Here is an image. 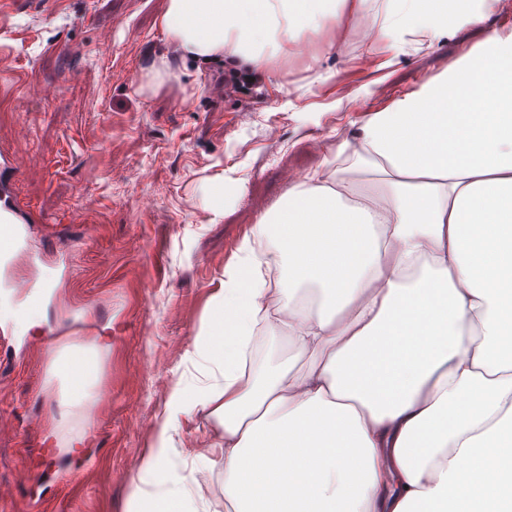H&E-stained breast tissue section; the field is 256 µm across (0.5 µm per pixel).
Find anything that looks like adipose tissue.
Here are the masks:
<instances>
[{"label":"adipose tissue","mask_w":512,"mask_h":512,"mask_svg":"<svg viewBox=\"0 0 512 512\" xmlns=\"http://www.w3.org/2000/svg\"><path fill=\"white\" fill-rule=\"evenodd\" d=\"M168 0L175 59L270 68L316 16L336 30L379 12L394 55L484 26L495 0ZM185 352L209 383L170 392L124 512H212L193 474L224 461V512H512V30L372 112L336 169L294 181L242 237ZM403 387L362 365L379 337ZM106 346L57 357L60 403L88 392ZM309 355L306 370L293 359ZM219 449L177 466L197 406Z\"/></svg>","instance_id":"1"}]
</instances>
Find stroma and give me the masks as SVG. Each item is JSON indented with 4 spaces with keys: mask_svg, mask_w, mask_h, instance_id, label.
<instances>
[{
    "mask_svg": "<svg viewBox=\"0 0 512 512\" xmlns=\"http://www.w3.org/2000/svg\"><path fill=\"white\" fill-rule=\"evenodd\" d=\"M166 0H15L0 13V150H18L14 197L32 223L0 282L40 297L0 330V512H124L168 394L202 382L184 354L244 233L313 171L336 135L482 34L365 63L363 45L313 65L252 70L250 94L211 91L223 62H187L157 88L145 74ZM48 85L36 94L32 84ZM108 340L88 396L59 408L58 347ZM208 410L182 419L180 465L220 443Z\"/></svg>",
    "mask_w": 512,
    "mask_h": 512,
    "instance_id": "stroma-1",
    "label": "stroma"
}]
</instances>
